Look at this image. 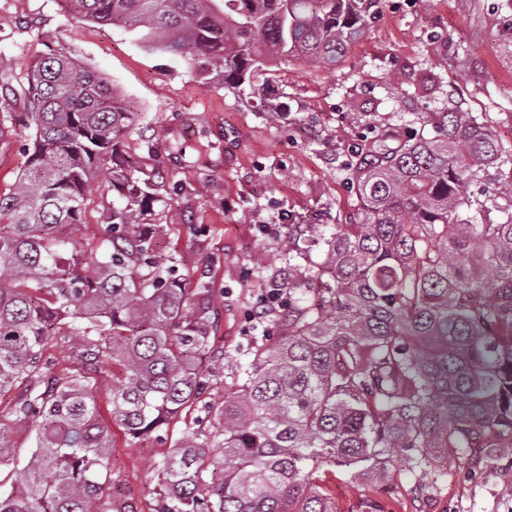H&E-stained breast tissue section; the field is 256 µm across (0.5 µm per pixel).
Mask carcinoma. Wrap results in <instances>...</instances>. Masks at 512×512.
Returning a JSON list of instances; mask_svg holds the SVG:
<instances>
[{
  "mask_svg": "<svg viewBox=\"0 0 512 512\" xmlns=\"http://www.w3.org/2000/svg\"><path fill=\"white\" fill-rule=\"evenodd\" d=\"M65 2L73 19L139 31L201 80L220 71L241 90L283 56L336 64L371 0ZM24 95V117L0 110V133L19 123L32 141L0 191V393L28 379L16 412L35 442L0 512H112L110 424L85 377H50L46 345L75 326L84 354L122 368L112 422L156 434L208 389L210 296L184 288L143 227L154 184L118 154L133 121L125 99L56 54L28 67ZM440 123L430 138L378 137L350 163L359 223L336 225L322 262L288 266L299 297L274 343L261 337L238 367L210 436L159 462L155 512H335L322 476L393 487L396 464L426 474L477 441L486 462L512 469L501 443L512 435V179L492 208L471 198L503 152L465 112ZM109 162L124 203L104 220L112 251L87 259L57 232L83 223L86 187ZM11 448L0 423V467Z\"/></svg>",
  "mask_w": 512,
  "mask_h": 512,
  "instance_id": "cac0c4a2",
  "label": "carcinoma"
}]
</instances>
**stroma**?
<instances>
[{"mask_svg": "<svg viewBox=\"0 0 512 512\" xmlns=\"http://www.w3.org/2000/svg\"><path fill=\"white\" fill-rule=\"evenodd\" d=\"M369 13L362 36L338 63L287 57L238 91L220 73L200 81L190 62L149 50L136 33L75 22L64 0H0V72L13 76L10 106L22 111L25 71L51 53L104 75L134 114L121 152L157 184L144 221L159 225V250L179 260L187 287L202 285L211 294L209 406L185 410L157 437L133 438L113 427L115 512L129 500L138 512H154V463L187 436L210 435L224 390L252 344L247 310L259 291L287 281L289 263L321 261L312 225L355 220L359 202L348 164L373 137L397 141L417 130L431 137L440 112H468L511 157L489 179L471 183L468 194L491 198L495 180L512 177V0H377ZM275 105L282 113L272 120L267 110ZM28 135L17 126L0 138V191L23 168ZM87 193L83 223L59 233L96 255L107 247L102 223L122 198L103 176ZM273 217L282 222L275 238L258 230ZM286 237L300 255L288 257ZM83 346L81 337L59 335L46 355L59 377L89 375L100 412L108 414L122 371L88 368L78 355ZM25 394L21 380L0 396V422L13 427L16 459L0 468L2 495L21 486L34 444L30 425L15 420ZM476 460L474 451H460L428 474L401 473L392 500L377 482L342 473L328 476L325 488L336 512H365L370 503L391 512H512V498L502 492L512 469L463 480Z\"/></svg>", "mask_w": 512, "mask_h": 512, "instance_id": "35a3bbf8", "label": "stroma"}]
</instances>
